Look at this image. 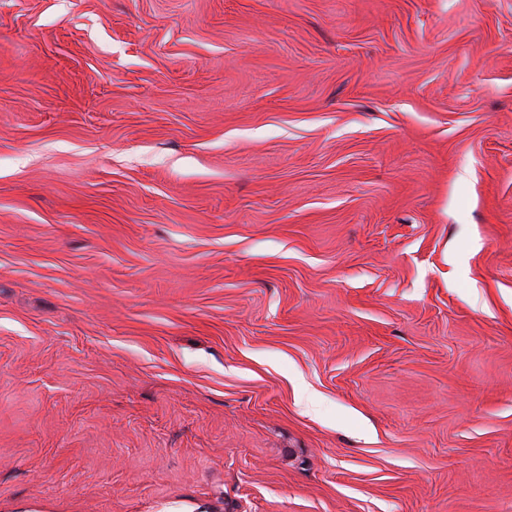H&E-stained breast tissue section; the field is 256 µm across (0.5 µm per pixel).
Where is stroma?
Returning <instances> with one entry per match:
<instances>
[{
    "mask_svg": "<svg viewBox=\"0 0 512 512\" xmlns=\"http://www.w3.org/2000/svg\"><path fill=\"white\" fill-rule=\"evenodd\" d=\"M0 512H512V0H0Z\"/></svg>",
    "mask_w": 512,
    "mask_h": 512,
    "instance_id": "obj_1",
    "label": "stroma"
}]
</instances>
